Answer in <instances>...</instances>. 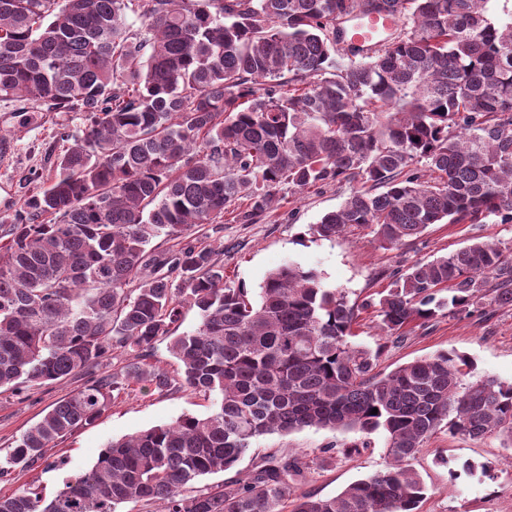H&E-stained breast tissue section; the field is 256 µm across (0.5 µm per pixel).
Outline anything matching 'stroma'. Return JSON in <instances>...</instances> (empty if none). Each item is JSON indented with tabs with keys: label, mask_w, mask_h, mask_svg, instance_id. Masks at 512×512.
<instances>
[{
	"label": "stroma",
	"mask_w": 512,
	"mask_h": 512,
	"mask_svg": "<svg viewBox=\"0 0 512 512\" xmlns=\"http://www.w3.org/2000/svg\"><path fill=\"white\" fill-rule=\"evenodd\" d=\"M68 127L81 134L85 120L76 112H39L31 122H23L13 104L0 102V215L16 209L26 193V180L32 174L49 178L54 164L48 151L57 128ZM351 184L312 187L303 191L283 190L274 206L255 224L233 221L224 215L211 228L194 229L175 240L157 239L155 251L177 253L185 243L223 247L225 285H245L258 291L268 272L286 263L315 269L325 286L346 292L360 311L353 327L354 343L378 350V372L441 351H456L473 363L477 376L490 374L512 382V306L484 304L473 314L440 311L427 322L405 327L401 337L385 335L379 328L376 308L369 302L391 282L393 273L417 262H427L452 254L475 239L512 243V223L487 219L479 224H433L421 237L392 249L381 248L370 230L353 229L335 240H319L308 233L310 225L336 210L349 196ZM82 379L34 387L18 395H0V455H6L20 434L42 412L81 387ZM210 399L187 389L158 393L132 386L114 397L93 424L59 441L51 454L55 466L37 465L15 471L10 480L0 482V495L11 494L24 485L39 486L53 495L69 476L86 470L97 460L108 441L174 421L180 415H208ZM361 434L307 428L288 435L262 438L236 469L204 476L199 488L212 487L252 471L267 454L299 453L314 459L315 465L305 481L292 485V493L333 496L352 482L382 471L388 464L383 439L370 435L369 447L348 455L344 449L360 443ZM336 445L334 458L326 460L322 450ZM512 449L502 437L488 436L473 441L449 435L446 430L432 434L417 453L413 466L427 487L418 512H512V467L505 464ZM472 460L489 464L490 476H461L450 480L449 462Z\"/></svg>",
	"instance_id": "stroma-1"
}]
</instances>
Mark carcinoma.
<instances>
[{
  "label": "carcinoma",
  "mask_w": 512,
  "mask_h": 512,
  "mask_svg": "<svg viewBox=\"0 0 512 512\" xmlns=\"http://www.w3.org/2000/svg\"><path fill=\"white\" fill-rule=\"evenodd\" d=\"M489 3L0 0V101L87 122L79 139L59 132L51 182L29 179L0 216V389L85 378L23 431L0 480L48 460L132 383L212 399L205 417L108 442L50 497L35 485L0 496V512H417L412 461L436 430L512 442V383L467 379L455 352L375 371L378 353L350 341L358 308L318 272L278 267L253 299L224 285L210 247L150 248L231 209L252 224L284 188L342 183L357 187L314 236L366 228L390 249L445 220L512 222V10L499 21ZM371 13L402 28L361 56L345 23ZM485 299L512 306V247L499 241L407 268L378 300L380 326L393 335ZM187 306L199 323L177 334ZM161 340L176 381L147 362ZM114 350L128 364L98 373ZM305 428L378 433L391 463L328 497L288 501L311 469L301 455L194 490L259 439Z\"/></svg>",
  "instance_id": "cac0c4a2"
}]
</instances>
